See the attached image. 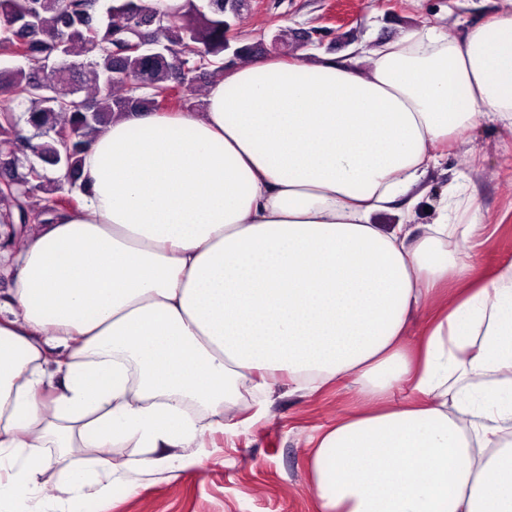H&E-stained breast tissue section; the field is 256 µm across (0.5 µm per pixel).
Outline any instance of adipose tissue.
Here are the masks:
<instances>
[{
  "label": "adipose tissue",
  "instance_id": "obj_1",
  "mask_svg": "<svg viewBox=\"0 0 512 512\" xmlns=\"http://www.w3.org/2000/svg\"><path fill=\"white\" fill-rule=\"evenodd\" d=\"M512 129V9L448 38L420 24L345 58L257 57L199 111L115 117L87 151L78 210L33 225L0 298V512L48 448H92L65 512L185 466L241 383L352 380L313 438L316 512H512V263L475 275L480 208L378 223L419 202L449 139ZM429 308L419 336L412 314Z\"/></svg>",
  "mask_w": 512,
  "mask_h": 512
}]
</instances>
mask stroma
Segmentation results:
<instances>
[{
	"instance_id": "obj_1",
	"label": "stroma",
	"mask_w": 512,
	"mask_h": 512,
	"mask_svg": "<svg viewBox=\"0 0 512 512\" xmlns=\"http://www.w3.org/2000/svg\"><path fill=\"white\" fill-rule=\"evenodd\" d=\"M512 0H252L236 28L272 39L279 30L328 29L323 53L344 56L359 43L376 44L428 21L456 38L473 23L507 9ZM469 179L488 227L471 245L480 257L477 272L492 278L497 267L512 260V131L488 126L449 144L439 163L424 179L421 202L395 203L410 209V224L431 223L447 189ZM252 409L239 413L232 427L215 425L192 447L183 449L186 465L177 471L122 470L135 454L134 444L114 447L111 465L130 491L120 497L101 496L87 502L85 512H315L309 485V438L335 422L353 402L350 384H331L313 392H294L288 378H270L265 393L253 395ZM50 466L40 488L17 503L19 512H62L59 491L69 467L91 468L94 449L67 455L45 451Z\"/></svg>"
}]
</instances>
